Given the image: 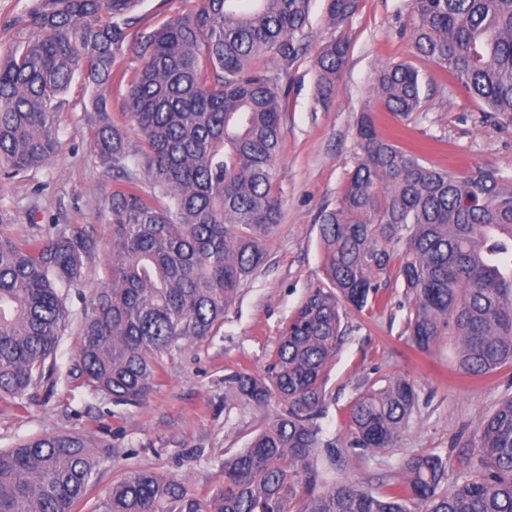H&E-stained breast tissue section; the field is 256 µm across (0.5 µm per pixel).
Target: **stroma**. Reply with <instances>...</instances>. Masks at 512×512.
I'll list each match as a JSON object with an SVG mask.
<instances>
[{"instance_id":"35a3bbf8","label":"stroma","mask_w":512,"mask_h":512,"mask_svg":"<svg viewBox=\"0 0 512 512\" xmlns=\"http://www.w3.org/2000/svg\"><path fill=\"white\" fill-rule=\"evenodd\" d=\"M307 51L288 70V97L276 191L280 228L266 261L246 281L215 336L165 358L159 384L134 404L69 377L80 338L78 324L107 274L112 252L108 198L113 180L92 151L96 114L81 79H74L58 116L59 147L44 167L23 178L0 180V221L24 239L50 224L78 225L95 242L85 278L70 289V322L55 353L51 380L20 395L0 394V449L46 434L80 431L107 446L93 477L94 498L136 468L182 481L200 493L221 483L225 456L245 448L277 412L238 395L229 378L262 373L273 360L285 322L310 288L325 281L320 245L321 210L335 206L360 151L357 129L371 115L378 134L412 149L424 163L467 175L476 167L512 174V122L485 120L475 101L433 63L415 53L410 0H357L354 14L332 26L327 0H311ZM348 43L343 78L329 105L317 100L314 60L331 37ZM408 62L420 74L422 103L402 118L385 108L374 86L378 72ZM379 303L348 309L346 334L329 367L328 408L320 421L335 440L337 463L319 458L330 481H349L383 492L402 465L420 453L439 455L449 480L469 469V454L484 416L512 394V367L472 377L458 364L457 339L447 335L419 351L407 331L403 282L389 275ZM404 376L414 382L418 407L395 448L352 446L350 408L366 381Z\"/></svg>"}]
</instances>
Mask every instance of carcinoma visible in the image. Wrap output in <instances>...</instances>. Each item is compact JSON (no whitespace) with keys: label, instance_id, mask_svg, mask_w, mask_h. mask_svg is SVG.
Instances as JSON below:
<instances>
[{"label":"carcinoma","instance_id":"carcinoma-1","mask_svg":"<svg viewBox=\"0 0 512 512\" xmlns=\"http://www.w3.org/2000/svg\"><path fill=\"white\" fill-rule=\"evenodd\" d=\"M142 0H32L0 43V175L46 165L72 80L93 91V153L119 185L109 198L112 255L80 324L70 376L112 396L143 399L164 358L215 335L238 292L264 264L279 229L275 192L285 91L280 75L306 50L311 0H201L134 36ZM416 54L435 64L480 111L512 118V0H410ZM356 0H328L341 25ZM340 37L320 49L318 101L336 93L346 63ZM124 87L130 145L105 92ZM376 91L407 117L421 106L419 71L382 70ZM361 157L336 206L319 216L327 283L286 323L264 375L239 373L235 391L284 405L242 451L224 458L222 483L198 494L147 471L115 482L90 512H512V397L482 420L471 466L448 488L435 454L410 457L385 493L324 481L318 470L326 373L346 330L344 310L378 299L398 262L409 295L412 343L427 350L458 336L472 376L512 365V178L493 168L458 176L379 136L357 130ZM18 239L0 224V392L20 395L50 377L70 314L65 291L84 277L92 241L74 224ZM418 402L395 376L370 384L350 411L352 444L396 447ZM98 464L82 434L31 438L0 449V512H81Z\"/></svg>","mask_w":512,"mask_h":512}]
</instances>
